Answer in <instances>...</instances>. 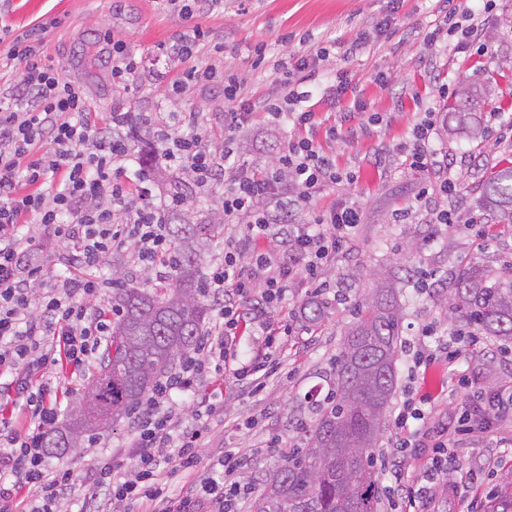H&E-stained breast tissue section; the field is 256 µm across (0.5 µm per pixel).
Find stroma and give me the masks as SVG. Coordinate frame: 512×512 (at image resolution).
Wrapping results in <instances>:
<instances>
[{"label":"stroma","mask_w":512,"mask_h":512,"mask_svg":"<svg viewBox=\"0 0 512 512\" xmlns=\"http://www.w3.org/2000/svg\"><path fill=\"white\" fill-rule=\"evenodd\" d=\"M392 10L397 13L396 26L377 30L376 22ZM441 19L436 0H399L395 7L389 0H224L222 9L194 18L208 32L210 43L222 48L218 54L203 51L201 60L223 69L254 96L265 93L280 67H292L318 48H327L323 70L347 72L352 90L338 98L322 88L314 93L315 111L321 112L326 124L341 128L338 139L324 138L320 144L338 168L355 171L357 179L326 191L317 206L325 209L351 201L363 211V222L347 249L321 271L333 289L331 295L312 299L306 284L293 280L279 307L255 313L241 327L245 350L257 347V332L267 323L290 322L293 334L279 355L281 374L261 392L250 395L226 382L224 417L212 424L201 450L215 461L230 448L241 454L243 464L230 475L216 471L217 480L236 481L259 493L288 448L299 443L301 426L316 419L306 393L316 386L330 389L332 359L341 329L350 319L348 309L372 288L374 273L384 272L396 282L403 315L401 337L407 340L415 338L422 325H433L443 333L452 325L438 292L416 288L418 270L443 280L470 260L496 271L512 265V226H500L492 240L482 237L485 225L499 221L484 206L482 187L497 170L512 166V139L500 131L501 126L512 125V95L506 93L512 86V0H494L490 9L479 12L484 39L492 46L488 53L475 44L464 53L450 50L444 35L428 44L424 33ZM0 26L35 32L47 58L63 67L68 80L83 87L99 111L147 112L153 123L168 121L173 112H198L213 141L223 139L226 106L216 89L200 85L179 100L165 94V79L176 76L182 65L160 55L157 47L175 40L187 26L166 0H5ZM109 37L124 41L144 60L141 76L129 85L112 81L101 52ZM360 37L366 41L363 50L348 54V46ZM259 45L265 48L260 57L254 52ZM379 73L388 77V84L376 81ZM443 83L453 93L464 84L483 88L469 125H457L447 112V103L438 94ZM432 104L442 111L433 150L436 158L452 157L449 176L459 192L446 198L431 195V203L480 219L479 225L449 231L435 245L427 242L428 228L416 200L421 188L433 182V170L410 168L399 155L381 151L382 146L405 141L417 113ZM369 112L381 113L384 121L366 135L362 126ZM295 134L293 128H272L254 117L234 133L236 157L266 166L275 162ZM314 302L321 316L312 321L306 310ZM409 365L407 351H400L395 399H402L406 386L414 385L445 417L457 416L466 395L459 376L481 385L512 386V354L502 351L492 336L482 337L458 363L437 362L413 381L408 378ZM133 436L131 418L123 417L98 430L77 450L46 456L45 463L50 469L67 467L81 479L107 454L124 455ZM453 455L463 482L456 498L441 502L442 512H461L473 497L486 495L492 487L512 494V420L492 433L466 437ZM495 456L502 463L493 486L470 482V474L481 473Z\"/></svg>","instance_id":"1"}]
</instances>
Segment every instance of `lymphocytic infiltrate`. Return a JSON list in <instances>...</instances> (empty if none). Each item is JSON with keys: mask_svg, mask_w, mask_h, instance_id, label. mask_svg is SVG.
<instances>
[{"mask_svg": "<svg viewBox=\"0 0 512 512\" xmlns=\"http://www.w3.org/2000/svg\"><path fill=\"white\" fill-rule=\"evenodd\" d=\"M207 42V31L198 25L178 35L171 50L183 68L170 80L168 96L183 98L201 84L237 103V111L224 115L222 144L213 145L200 132L195 112L172 113L156 138L164 160L183 171L200 194L223 187L224 221L244 223L245 232L225 253L223 266L204 277V294L216 303L217 320L136 409L127 460H105L78 483L70 470H51L43 463V438L59 418L54 377L67 366L84 369L109 340L111 317L102 304L112 283L94 274L106 256L133 247L150 281L170 279L167 224L181 202L156 201L149 170L127 171L125 131L132 113H98L31 33L11 41L7 58L14 78L0 92V512H59L66 499L78 504V512H117L124 503L142 505L146 512H204L207 501L219 512H236L242 490L225 488L205 474L201 439L211 421L224 414L218 391L225 376L250 392L262 390L277 372L275 353L292 334L290 325H269L261 350L242 357L238 329L250 310L241 300L258 281L263 285L260 304L276 307L294 278L319 294L321 266L347 246L362 214L347 202L325 210L312 206L330 187L356 179L341 171L316 140L320 130L337 138V127L324 126L319 113L304 106L326 48L280 78L277 92L247 98L235 80L199 64ZM258 113L267 125L289 124L299 131L275 164L262 170L232 160L235 130ZM439 121L435 108L419 113L409 144L399 149L409 167L429 166ZM185 126L192 135H182ZM287 196L306 209L307 219L292 225L280 247L257 250L258 241L272 236V206ZM33 221L74 249L72 269L49 276L38 259L42 240L28 230ZM176 394L188 396V412L171 409ZM506 419H512V394L501 391L469 393L452 426L436 418L427 398L404 399L394 412L396 439L383 462L387 480L400 490L401 512L429 501L430 483L453 472L449 447L457 435L486 434ZM423 448L431 454L419 481L410 468ZM130 460L135 463L131 469L126 466ZM174 476L185 484L179 497L169 490Z\"/></svg>", "mask_w": 512, "mask_h": 512, "instance_id": "f902f5d3", "label": "lymphocytic infiltrate"}]
</instances>
